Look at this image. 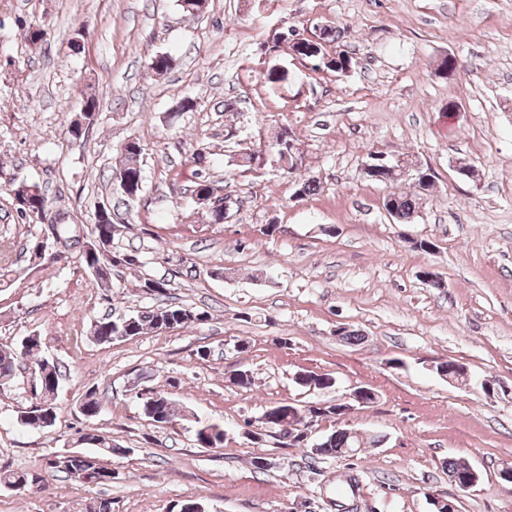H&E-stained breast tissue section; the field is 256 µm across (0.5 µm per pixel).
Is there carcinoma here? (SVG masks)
<instances>
[{"label": "carcinoma", "mask_w": 512, "mask_h": 512, "mask_svg": "<svg viewBox=\"0 0 512 512\" xmlns=\"http://www.w3.org/2000/svg\"><path fill=\"white\" fill-rule=\"evenodd\" d=\"M290 42L291 49L295 56L302 60H310L317 68H326L331 71H346L351 67L352 58L344 54L336 57L325 54L321 44L313 46L306 40L299 38L288 39V34L281 33L273 38L274 44ZM174 65L173 58L167 53H156L146 61L147 69L156 74H164L171 70ZM290 130L286 127L280 128L277 137L280 142L273 148V151L283 168H288V134ZM144 147L136 139L125 142L122 154L125 163L117 175L118 191L123 199L137 198L144 190V176L140 164V157ZM384 207L390 211V217L399 223H409L414 218L419 208L418 198L398 193H390L386 196ZM16 213L29 224L32 219L29 213L41 211L49 212V201L45 194H36L29 198L26 205H15ZM63 241L66 248L71 249L77 245L75 240V228L72 224H54L50 228V236L44 242H39V236H33L30 248L33 253L42 256L46 253L52 258L58 259L60 255L55 253L53 244ZM100 274L96 277L98 283L104 288L112 287V267L125 263L134 265L137 259L132 256L120 257L108 248L99 253L95 259ZM206 311L184 304L163 303L146 310H139L130 315L112 319L110 317L97 319L92 323L91 334L95 341L101 344L112 343V338L127 336L129 338L158 332L161 328L172 330L182 329L201 324L208 320ZM41 346V340L35 336L27 337V344L18 347L0 346V386L6 385L14 380L18 363L22 359L33 354L34 350ZM35 373L38 379L39 392L36 393V402H45L52 405L54 410L57 406L58 389L61 371L58 364L46 357L36 361ZM142 412L145 417L156 424H169L181 417V408L170 396L160 392H150L142 398ZM104 410L103 401L96 397V394L87 395L79 404V411L89 420L98 417ZM336 414V406H324L305 409H288L286 404L273 405L263 413L264 425L279 431L283 436L298 446L306 441L308 427L319 420ZM226 439L224 428L217 424H199L197 426L195 441L202 448H222ZM83 440L91 445V450L86 452H74L65 457L61 454L49 455L45 459L44 472L63 473L80 483L104 485L109 483L107 479L112 457H121L125 449L112 445V439L101 434L86 433ZM319 457L338 458L351 457L361 447L359 437L351 435L344 429H334L319 436ZM42 472V473H44ZM37 471H1L0 488L5 487L14 491H30L42 484L45 477Z\"/></svg>", "instance_id": "1"}]
</instances>
